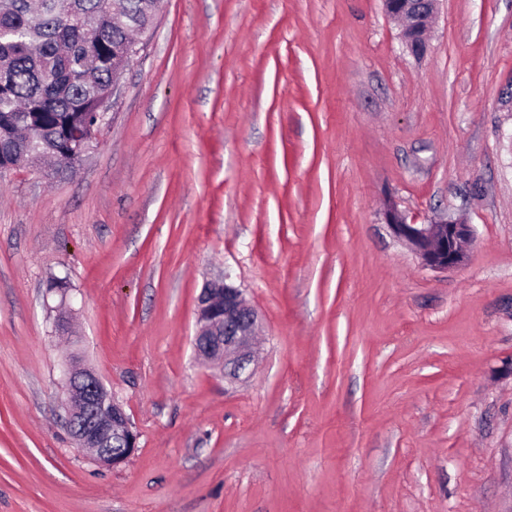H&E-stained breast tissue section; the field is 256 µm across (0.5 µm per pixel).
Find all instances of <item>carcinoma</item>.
Returning <instances> with one entry per match:
<instances>
[{
	"label": "carcinoma",
	"mask_w": 512,
	"mask_h": 512,
	"mask_svg": "<svg viewBox=\"0 0 512 512\" xmlns=\"http://www.w3.org/2000/svg\"><path fill=\"white\" fill-rule=\"evenodd\" d=\"M155 0H0V165L47 179L77 152Z\"/></svg>",
	"instance_id": "1"
}]
</instances>
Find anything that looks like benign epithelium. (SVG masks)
<instances>
[{
  "label": "benign epithelium",
  "mask_w": 512,
  "mask_h": 512,
  "mask_svg": "<svg viewBox=\"0 0 512 512\" xmlns=\"http://www.w3.org/2000/svg\"><path fill=\"white\" fill-rule=\"evenodd\" d=\"M436 5L437 0H384L388 16L401 25L403 46L416 57L424 51ZM384 219L394 237L413 250L423 267L433 271L461 267L466 247L474 239L472 225L458 219L418 224L392 205L386 207ZM257 327V311L230 275L203 286L193 341L198 359L219 366L228 378H239L254 358ZM62 381V405L76 447L93 453L95 460L108 468L126 463L137 448V434L122 406L91 370L73 362L63 364Z\"/></svg>",
  "instance_id": "7a95c632"
}]
</instances>
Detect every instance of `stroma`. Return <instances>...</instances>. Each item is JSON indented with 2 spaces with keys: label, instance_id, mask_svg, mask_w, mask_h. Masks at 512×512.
<instances>
[{
  "label": "stroma",
  "instance_id": "obj_1",
  "mask_svg": "<svg viewBox=\"0 0 512 512\" xmlns=\"http://www.w3.org/2000/svg\"><path fill=\"white\" fill-rule=\"evenodd\" d=\"M76 170L0 179V512H512V0H161ZM471 224L437 273L384 209ZM259 314L235 383L206 280ZM65 290L47 292L50 278ZM138 448L77 451L60 367ZM388 16L401 25L400 37L405 49L420 57L425 47V36L435 15L437 0H384ZM230 280L225 273L201 289L193 347L198 359L238 379L254 358L258 313Z\"/></svg>",
  "mask_w": 512,
  "mask_h": 512
}]
</instances>
